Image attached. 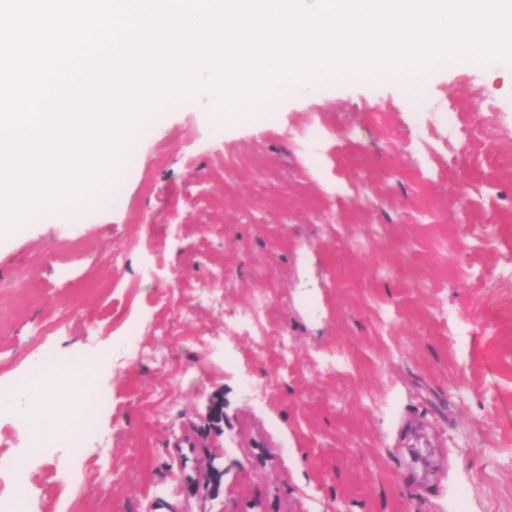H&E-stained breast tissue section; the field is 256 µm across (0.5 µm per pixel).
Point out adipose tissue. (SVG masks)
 I'll use <instances>...</instances> for the list:
<instances>
[{
    "label": "adipose tissue",
    "mask_w": 512,
    "mask_h": 512,
    "mask_svg": "<svg viewBox=\"0 0 512 512\" xmlns=\"http://www.w3.org/2000/svg\"><path fill=\"white\" fill-rule=\"evenodd\" d=\"M69 377V372L64 370H40L22 383V411L31 422L36 438H43L44 425L57 419L60 411L58 396Z\"/></svg>",
    "instance_id": "ef3b65f1"
}]
</instances>
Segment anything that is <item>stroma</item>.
I'll return each mask as SVG.
<instances>
[{"instance_id":"1","label":"stroma","mask_w":512,"mask_h":512,"mask_svg":"<svg viewBox=\"0 0 512 512\" xmlns=\"http://www.w3.org/2000/svg\"><path fill=\"white\" fill-rule=\"evenodd\" d=\"M511 100L480 60L409 103L379 69L312 76L229 125L203 88L0 242L9 378L80 354L110 396L77 452L30 449L0 393L34 512H512Z\"/></svg>"}]
</instances>
